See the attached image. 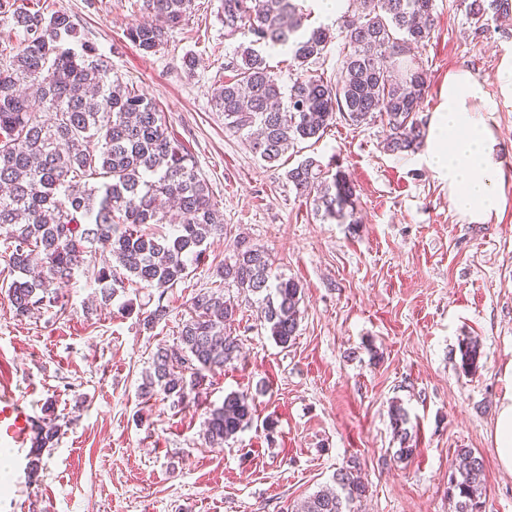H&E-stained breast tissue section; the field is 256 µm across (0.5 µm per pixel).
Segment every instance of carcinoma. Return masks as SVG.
Listing matches in <instances>:
<instances>
[{
  "mask_svg": "<svg viewBox=\"0 0 512 512\" xmlns=\"http://www.w3.org/2000/svg\"><path fill=\"white\" fill-rule=\"evenodd\" d=\"M193 0H142L151 20L127 30L144 54L164 45L182 25ZM360 13L336 22L343 49L336 78L316 75L310 65L335 39L328 28L304 29L308 14L296 0H223L224 38L249 36L225 64L231 75L215 92L224 126L243 133L250 151L277 169L289 150L320 140L337 120L351 126L380 121L384 150H418L424 139L419 108L429 83L414 52L427 46L434 28V0H359ZM484 32V17L512 16V0H460ZM14 25L23 40L0 62V229L10 242L5 284L17 317H27L58 301L54 287L85 268L108 301L126 283L156 288L160 294L187 279L189 260L201 259L211 237L224 235V215L192 156L171 136L155 100L112 75L110 59L76 38L73 16L17 8ZM281 46L292 57L293 78L283 95L279 76L254 49ZM50 118H43V114ZM296 194L312 204L324 222L353 216L356 187L340 169L332 171L308 158L286 172ZM99 178L91 188L85 180ZM149 224H174L170 234L147 233ZM110 248L115 263L96 264L95 245ZM227 284L257 297L258 315L274 342L288 347L299 332L303 288L299 281L272 278L271 255L262 246L239 241L233 262L217 271ZM238 308L222 288H201L190 299L188 318L179 327V344L159 348L141 395L160 393L176 406L190 402L209 374L224 371L237 358L241 340L233 335ZM153 328L168 316L163 300L141 313ZM461 366L480 368V344L459 343ZM38 425L28 476L40 468L41 450L59 439L60 417L53 404ZM254 410L250 397L230 392L206 412L204 438L222 448L247 427ZM398 455L410 457L412 435L405 412L392 410ZM337 488L321 489L293 512H351L368 484L354 465L333 475ZM486 473L471 448L456 450L448 475L452 512H486Z\"/></svg>",
  "mask_w": 512,
  "mask_h": 512,
  "instance_id": "obj_1",
  "label": "carcinoma"
}]
</instances>
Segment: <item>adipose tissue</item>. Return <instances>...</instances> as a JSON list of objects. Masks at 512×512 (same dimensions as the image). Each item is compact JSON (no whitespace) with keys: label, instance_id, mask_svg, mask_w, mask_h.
Here are the masks:
<instances>
[{"label":"adipose tissue","instance_id":"adipose-tissue-1","mask_svg":"<svg viewBox=\"0 0 512 512\" xmlns=\"http://www.w3.org/2000/svg\"><path fill=\"white\" fill-rule=\"evenodd\" d=\"M490 111L486 80L457 71L449 73L447 96L429 123L428 163L447 179L449 201L470 224L499 216L506 201Z\"/></svg>","mask_w":512,"mask_h":512}]
</instances>
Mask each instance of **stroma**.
I'll use <instances>...</instances> for the list:
<instances>
[{
	"mask_svg": "<svg viewBox=\"0 0 512 512\" xmlns=\"http://www.w3.org/2000/svg\"><path fill=\"white\" fill-rule=\"evenodd\" d=\"M64 10L78 41L156 99L172 136L192 155L224 214L204 262L159 295L127 284L102 302L90 274L76 272L60 305L19 318L0 290V387L42 410L54 401L62 424L42 452L37 479L0 471V512H287L325 486L337 468L359 463L369 486L355 512H450L455 451L484 459L486 512H512V474L495 453V417L512 363V185L487 224L464 223L448 183L425 150L385 152V129L340 121L293 161L311 156L344 170L357 190L360 224L322 222L288 183L224 126L214 92L224 82L222 0H194L182 27L145 56L126 38L140 0H40ZM434 30L418 59L430 87L419 117L430 122L448 75L495 82L512 53V20L488 19L475 34L458 0H435ZM196 59L194 70L182 65ZM267 247L274 276L304 288L299 333L277 345L257 319L253 297L226 288L238 306L242 354L206 378L196 410L142 401L140 387L158 347L178 342L189 301L219 285L218 267L238 237ZM163 299L165 320L147 330L126 303ZM481 344V368L460 367L458 345ZM252 399V423L223 448L203 438L205 413L226 394ZM401 404L416 447L402 459L390 409Z\"/></svg>",
	"mask_w": 512,
	"mask_h": 512,
	"instance_id": "obj_1",
	"label": "stroma"
}]
</instances>
